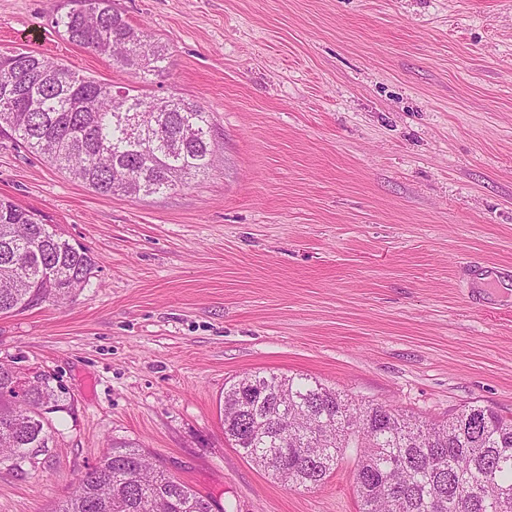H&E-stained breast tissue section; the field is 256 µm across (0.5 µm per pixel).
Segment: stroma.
Listing matches in <instances>:
<instances>
[{
  "mask_svg": "<svg viewBox=\"0 0 512 512\" xmlns=\"http://www.w3.org/2000/svg\"><path fill=\"white\" fill-rule=\"evenodd\" d=\"M63 0H0V52L202 106L219 162L148 197L96 192L0 137V197L95 262L72 301L0 317V361L65 390L36 467L0 464V512H54L112 443L214 512H358L346 449L295 489L224 438V388L300 374L423 421L512 418V0H114L169 49L117 75L61 37ZM501 270L505 271V269L498 267H479L467 270L465 274L466 284L473 299H478L477 288L494 289L502 287L499 279L504 277L502 276L504 273Z\"/></svg>",
  "mask_w": 512,
  "mask_h": 512,
  "instance_id": "1",
  "label": "stroma"
}]
</instances>
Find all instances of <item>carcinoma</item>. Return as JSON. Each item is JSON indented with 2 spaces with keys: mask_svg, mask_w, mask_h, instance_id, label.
Instances as JSON below:
<instances>
[{
  "mask_svg": "<svg viewBox=\"0 0 512 512\" xmlns=\"http://www.w3.org/2000/svg\"><path fill=\"white\" fill-rule=\"evenodd\" d=\"M55 26L117 73L163 75L168 49L146 39L112 0H70ZM102 82L34 52L0 53V133L103 195L149 196L216 162L210 113L170 96ZM94 261L32 211L0 198V315L62 302L88 283ZM0 364V459L35 466L62 391L36 373L24 394ZM224 438L291 486L314 488L348 448L359 512H512V419L470 403L436 423L362 404L302 376L250 375L224 392ZM58 512H212V503L140 448L107 450L79 476Z\"/></svg>",
  "mask_w": 512,
  "mask_h": 512,
  "instance_id": "cac0c4a2",
  "label": "carcinoma"
}]
</instances>
